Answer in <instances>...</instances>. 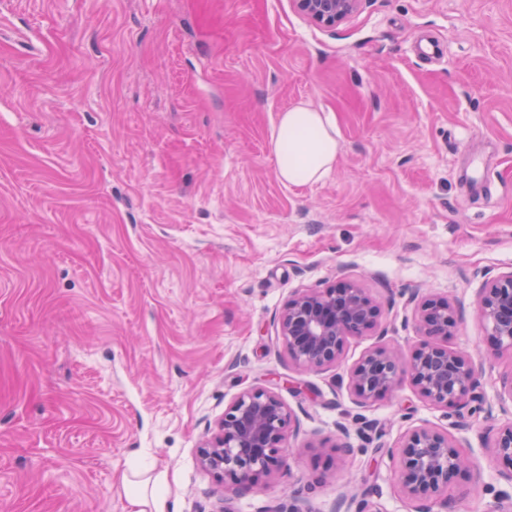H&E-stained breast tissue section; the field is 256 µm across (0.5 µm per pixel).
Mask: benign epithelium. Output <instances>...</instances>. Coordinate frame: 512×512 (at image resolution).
<instances>
[{"label": "benign epithelium", "instance_id": "1", "mask_svg": "<svg viewBox=\"0 0 512 512\" xmlns=\"http://www.w3.org/2000/svg\"><path fill=\"white\" fill-rule=\"evenodd\" d=\"M296 10L318 25L333 28L356 13L362 0H291ZM478 311L498 350L512 352V271L485 280ZM379 305L352 282L294 292L286 302L279 327L288 359L303 370L336 364L351 337L364 336L378 326ZM419 330L428 337L402 362L385 348L363 355L350 372L358 400L371 401L411 378L421 395L436 406L472 415L479 401V367L465 354L448 349L444 341L456 327L454 308L446 299L429 298L417 311ZM293 415L280 396L252 388L237 396L224 412L217 432L200 450V465L212 472L224 491L250 488L280 470L286 461L285 442ZM405 462L402 484L416 503L415 512H431L448 486L470 469L448 433L435 428L413 429L400 448ZM492 452L507 468L512 482V423L496 429Z\"/></svg>", "mask_w": 512, "mask_h": 512}]
</instances>
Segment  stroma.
Returning <instances> with one entry per match:
<instances>
[{"mask_svg":"<svg viewBox=\"0 0 512 512\" xmlns=\"http://www.w3.org/2000/svg\"><path fill=\"white\" fill-rule=\"evenodd\" d=\"M301 102L333 116L338 154L290 186L270 136ZM510 271L512 0H363L333 29L291 0H0V512H131L144 465L170 512H220L199 447L253 387L295 424L236 512H414L398 450L422 426L471 462L432 512H496L512 353L476 304ZM343 280L380 325L301 370L282 308ZM414 293L456 309L479 412L408 379L356 399L363 354L423 343Z\"/></svg>","mask_w":512,"mask_h":512,"instance_id":"35a3bbf8","label":"stroma"}]
</instances>
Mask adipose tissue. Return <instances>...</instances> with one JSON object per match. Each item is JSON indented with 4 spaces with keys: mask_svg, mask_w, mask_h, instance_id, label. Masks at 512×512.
<instances>
[{
    "mask_svg": "<svg viewBox=\"0 0 512 512\" xmlns=\"http://www.w3.org/2000/svg\"><path fill=\"white\" fill-rule=\"evenodd\" d=\"M271 140L277 176L288 184L319 182L336 163V125L327 113L311 104L301 103L282 112ZM129 484L133 512H169L165 491L144 472H134Z\"/></svg>",
    "mask_w": 512,
    "mask_h": 512,
    "instance_id": "adipose-tissue-1",
    "label": "adipose tissue"
}]
</instances>
